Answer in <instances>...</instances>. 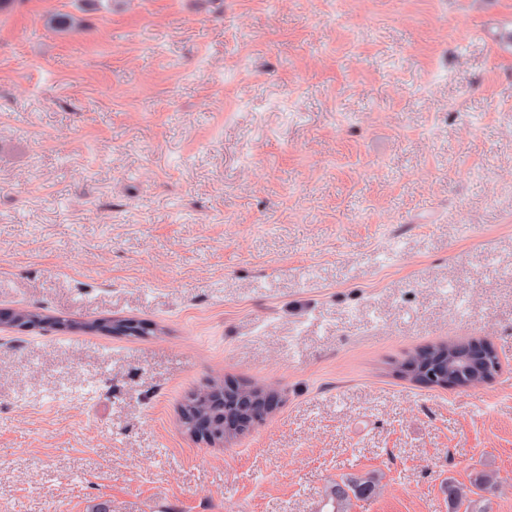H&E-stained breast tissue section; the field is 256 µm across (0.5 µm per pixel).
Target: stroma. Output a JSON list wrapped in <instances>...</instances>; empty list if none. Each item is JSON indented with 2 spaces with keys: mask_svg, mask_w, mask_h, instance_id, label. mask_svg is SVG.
I'll return each mask as SVG.
<instances>
[{
  "mask_svg": "<svg viewBox=\"0 0 512 512\" xmlns=\"http://www.w3.org/2000/svg\"><path fill=\"white\" fill-rule=\"evenodd\" d=\"M72 18L68 30L49 25ZM512 0H16L0 12V512H512ZM151 325L145 337L91 331ZM485 338L488 385L415 350ZM275 388L223 446L179 412ZM33 313L30 310L0 311V329L9 328L24 332L33 330L50 331L60 329L66 325L63 323L66 320L57 322L61 319L53 317H43L46 319H40L41 315L37 314L39 317L32 316ZM460 341H448V343L440 344L432 347L425 348L422 353L417 351L414 353L404 364L401 365V368L405 366H417V369L419 368V365L422 361L431 359L433 360L430 364L429 370H438V376H435L432 372L425 374V371L422 374H417L416 376H413V373L411 372L413 370L412 368H409L408 371L404 374L406 377H413L414 380H418L419 382L434 386V387H441L440 384H446L448 379V373H450L451 370L447 372L446 369L443 371H440V363L436 360L441 357V355L444 352H448L454 345H456ZM438 377L441 379L438 380ZM436 382L440 384H436ZM375 488L376 483L371 477H346L330 486L326 497L333 506V512H348L352 499H367ZM478 495L471 488H464L453 483H448V506L450 512H487L486 505L481 502L482 496L472 498V495Z\"/></svg>",
  "mask_w": 512,
  "mask_h": 512,
  "instance_id": "1",
  "label": "stroma"
}]
</instances>
